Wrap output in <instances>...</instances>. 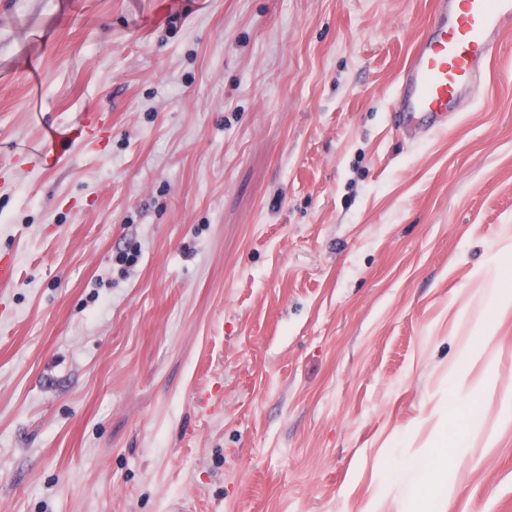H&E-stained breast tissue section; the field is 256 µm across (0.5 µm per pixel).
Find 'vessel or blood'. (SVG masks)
<instances>
[{"label": "vessel or blood", "instance_id": "vessel-or-blood-1", "mask_svg": "<svg viewBox=\"0 0 512 512\" xmlns=\"http://www.w3.org/2000/svg\"><path fill=\"white\" fill-rule=\"evenodd\" d=\"M511 26L512 0H438V15L407 69L400 101L407 122L423 132L442 128L454 101L475 81L480 61L492 54L496 36ZM54 136L66 149L77 138H109L110 128L96 121Z\"/></svg>", "mask_w": 512, "mask_h": 512}]
</instances>
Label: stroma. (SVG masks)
Masks as SVG:
<instances>
[{
  "label": "stroma",
  "instance_id": "1",
  "mask_svg": "<svg viewBox=\"0 0 512 512\" xmlns=\"http://www.w3.org/2000/svg\"><path fill=\"white\" fill-rule=\"evenodd\" d=\"M434 11L0 0V512H512V27L423 133ZM110 133L111 131L109 126L101 120H98L87 125H82L80 123L76 124L71 129V131L64 132L57 130L54 132V136L57 143L65 151L70 147L71 142L74 139L84 138L86 136H92L99 139H107L109 138ZM495 289H493L494 294V308L493 311L485 313V322L487 326H490L494 323V320L498 313L502 310H508L512 308V289L511 285L505 286L502 284L500 278L497 276L494 281ZM457 465V457L454 453H448L436 457L434 465L423 457L413 459L411 466L421 477V483L414 491V498L417 505L427 500L432 492L440 488L439 475L448 476L454 472Z\"/></svg>",
  "mask_w": 512,
  "mask_h": 512
}]
</instances>
